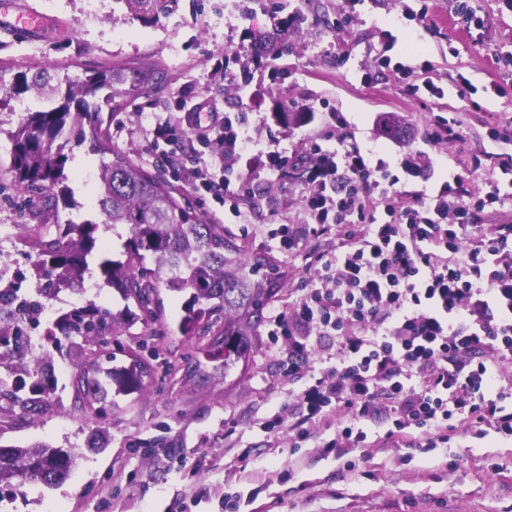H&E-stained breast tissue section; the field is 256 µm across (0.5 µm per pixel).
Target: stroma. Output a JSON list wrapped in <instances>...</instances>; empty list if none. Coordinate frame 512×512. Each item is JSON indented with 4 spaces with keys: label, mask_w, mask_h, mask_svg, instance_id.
<instances>
[{
    "label": "stroma",
    "mask_w": 512,
    "mask_h": 512,
    "mask_svg": "<svg viewBox=\"0 0 512 512\" xmlns=\"http://www.w3.org/2000/svg\"><path fill=\"white\" fill-rule=\"evenodd\" d=\"M27 2L46 18L47 29L35 38L0 31V142L21 118L11 109L12 85L39 68H56L74 81L107 68L158 71L166 77L161 93L140 96L125 84V107L115 112L106 104L101 114L113 148L166 176L158 156L147 150L155 117L176 116L180 106L200 101L220 113L236 108L237 89L212 67L229 51L237 55L234 68H246L267 42L283 50L276 86L259 89L244 121L259 142L276 139L291 153L302 152L306 134L316 126L280 122L284 101L293 112L326 103L342 113L363 151L384 158L421 147L431 114L455 113L465 139L440 146L435 176L442 180L467 173L473 153L487 143L490 124L512 117V97L478 94L464 102L452 82L460 72L479 87L499 80L493 58L512 52V12L500 9L497 0H473L487 20L480 31L466 29L448 0H428V18L420 27L400 18L398 0H366L355 11L347 0H277V31L264 16L242 13L237 0H177L162 10L145 0L132 6L125 0ZM342 19L348 25L339 34L335 28ZM385 52L409 68V82H434L444 98L427 108L409 96L405 83L378 68ZM366 73L372 78L367 86L360 82ZM389 116L399 121L401 137L383 134L381 121ZM73 157L69 184L86 216L98 219L96 185L82 174L96 169L99 159L82 147L74 148ZM9 164L0 154V257L21 266L42 225L66 223L73 213L47 211L27 199ZM249 166L257 173L258 193L251 223L226 222L205 205L200 211L223 225L247 254L278 266L280 289L268 305L282 309L311 287L314 257L332 249L334 239L312 236L296 255H282L265 223L272 215L302 222L297 197L285 187L302 185L304 169L288 168L278 185L260 176L259 157ZM251 343L248 368L229 376L199 353V374L191 380L165 374L158 361L143 390L122 393L108 383L109 415L100 421L94 409L74 407L72 383L80 370L104 379L108 364L98 347L78 349L60 339L50 349V393L41 397L39 414L25 415L7 388H0V446L46 442L73 450L78 465L61 485L0 493V512H512V436L492 430L482 436L463 424L448 442L423 451L386 439L380 425L364 447L347 449L339 458L314 440L294 447L287 430L264 431V422L288 402L292 386L265 326L257 327ZM99 426L111 443L95 453L87 438Z\"/></svg>",
    "instance_id": "35a3bbf8"
}]
</instances>
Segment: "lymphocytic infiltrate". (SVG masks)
<instances>
[{"instance_id":"obj_1","label":"lymphocytic infiltrate","mask_w":512,"mask_h":512,"mask_svg":"<svg viewBox=\"0 0 512 512\" xmlns=\"http://www.w3.org/2000/svg\"><path fill=\"white\" fill-rule=\"evenodd\" d=\"M337 121L328 113L301 153L287 154L273 139L261 151L270 180H282L291 165L306 169L303 223L267 230L278 251L290 256L308 236H336L333 251L316 257V285L267 317L268 336L287 345L288 380L300 388L266 430L286 426L304 442L343 408L347 418L323 441L326 451L362 447L368 426L382 421L387 438L410 448L447 442L460 421L511 435L500 375L512 363V224L481 228L477 221L512 202V119L488 129L502 152L480 150L467 176L436 185L432 148L464 138L455 116H433L429 151L391 162L362 152L337 133ZM189 132L220 145L229 161L222 176L182 163ZM254 145L238 113L197 103L178 121H157L148 149L202 203L241 218L251 177L233 163ZM404 178L421 190H400ZM315 336L335 337L336 364L305 386L302 366Z\"/></svg>"}]
</instances>
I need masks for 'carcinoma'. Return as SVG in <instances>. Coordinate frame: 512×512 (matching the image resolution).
I'll list each match as a JSON object with an SVG mask.
<instances>
[{"label":"carcinoma","mask_w":512,"mask_h":512,"mask_svg":"<svg viewBox=\"0 0 512 512\" xmlns=\"http://www.w3.org/2000/svg\"><path fill=\"white\" fill-rule=\"evenodd\" d=\"M126 70L111 68L88 76L81 83H70L49 68L34 73L24 82L41 106L28 111L17 129L9 135L12 144L10 169L19 189L32 199L49 205L79 210L73 190L66 184V165L72 155L66 148L72 139L88 143V153L112 155L98 164L96 207L102 223L72 220L56 224L34 244L38 251L32 267L44 277H58L80 291L84 274L90 271L88 259H96L101 282L118 291L123 300H133L142 314L154 322H163L164 307L160 289L173 296L189 294L183 302L184 315L179 323L182 344L187 349H213L224 357V377L238 366H247L250 336L263 319L266 303L279 291V277L272 264L243 250L224 236V226L209 224L194 203L175 191L165 179L153 175L131 157L112 148L102 132V119L88 97L104 88L127 82ZM112 230L120 241L119 257L101 253L95 233L99 226ZM33 301L18 311L4 310L0 295V364L24 358L33 367L13 371V402L28 408L33 397L49 391L45 369L46 352L27 350L20 342L19 325L36 317L44 301ZM135 318L130 307L107 316L93 305L74 309L61 318L65 336L85 343H99L102 336L114 333V326L129 324ZM213 339L204 342L208 334ZM131 364L114 367L109 374L123 378L125 390L142 386L152 374L150 363L130 354ZM106 389H93L80 379L76 399L106 398ZM62 449L44 443L12 446L0 460V484L16 483L58 485L66 481L77 465V456L66 452L64 463H54Z\"/></svg>","instance_id":"1"}]
</instances>
